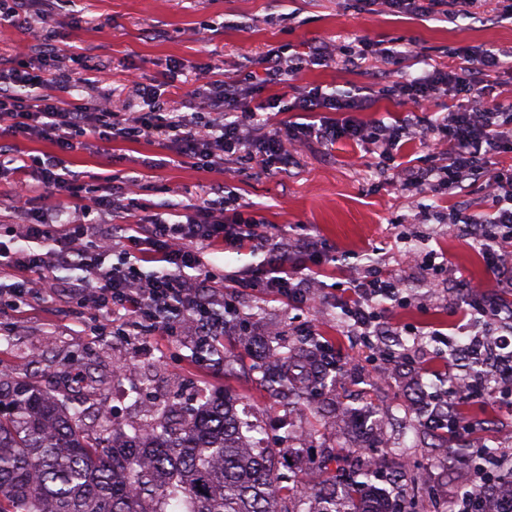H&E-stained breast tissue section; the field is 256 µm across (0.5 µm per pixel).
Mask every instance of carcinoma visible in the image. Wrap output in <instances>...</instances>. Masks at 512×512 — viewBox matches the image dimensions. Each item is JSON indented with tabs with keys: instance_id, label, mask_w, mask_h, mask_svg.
Segmentation results:
<instances>
[{
	"instance_id": "obj_1",
	"label": "carcinoma",
	"mask_w": 512,
	"mask_h": 512,
	"mask_svg": "<svg viewBox=\"0 0 512 512\" xmlns=\"http://www.w3.org/2000/svg\"><path fill=\"white\" fill-rule=\"evenodd\" d=\"M280 358L270 390L306 393L310 382L286 373L306 355ZM79 374L70 366L43 386L0 373V512H171L174 502L181 512H301L288 507L275 451L251 445L250 424L230 399L190 410L163 405L142 423L111 425L101 402L69 387ZM93 408L96 426L86 423ZM321 466L307 512H414L410 499L375 492L372 460L329 448Z\"/></svg>"
}]
</instances>
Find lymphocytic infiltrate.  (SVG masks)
I'll return each mask as SVG.
<instances>
[{
	"label": "lymphocytic infiltrate",
	"mask_w": 512,
	"mask_h": 512,
	"mask_svg": "<svg viewBox=\"0 0 512 512\" xmlns=\"http://www.w3.org/2000/svg\"><path fill=\"white\" fill-rule=\"evenodd\" d=\"M383 5L393 13L427 17H474L478 0H366ZM28 57L11 60L0 68V133L25 140L50 142L60 152L74 150V140L91 136L105 141L128 140L163 131L165 141L181 156L213 162L223 155L240 154L259 162L262 168L287 171V144L311 140L333 144L340 140L373 146L383 161L381 167L390 184L413 197L464 189L466 182H482L497 204L494 215L483 218L466 213L457 223L481 246L487 264L500 285L512 288V173L491 171L493 156L512 144V104L501 102L503 91L491 80L500 68L504 50L468 46L456 48L458 70L436 68L410 79L388 66L398 59L418 60L412 44L377 48L373 41L357 38L336 46L326 41L309 45L306 52L285 54L270 51L262 75L240 80L213 79L202 95L197 112H167L163 106L185 68L178 61L164 81L138 86L142 109L131 111L123 121L112 119L109 99L96 103L62 105L60 92L73 80L72 69L58 65L62 47L55 30L43 27L32 33ZM376 58L383 67L374 77L385 93L407 106L394 123L362 119L370 100L357 94L325 92L322 86L300 87L296 106L303 112L320 113L319 121L275 127L260 121L248 98L254 84L292 85L305 65L327 66L344 60L363 66ZM454 98L455 109L442 117L428 112L441 98ZM446 145V162L429 161L422 166L390 168L395 151L413 142ZM12 179L17 193H25L31 182L41 184L47 195L58 199H92L98 209L126 215L120 228L127 248L120 262H111L112 227L108 224L73 223L62 220L55 209L40 212L33 224L20 225L18 246L0 243V269L15 276L33 273L41 293L67 292L82 305L109 317L132 315L148 323L151 330L170 333L190 329L196 346L212 351L223 336L236 310L224 299L225 287L266 288L291 304H309L315 296L304 277L308 263L325 257L327 247L320 239L306 236L298 241L305 262L289 264V250L264 231L259 217H242L237 208L222 199H202L185 221L169 223L157 216L131 219L133 197L140 186L138 177H128L120 191L111 184L80 182L58 156L31 155L0 146V178ZM218 251L226 248L261 255L259 264L248 267L221 284L208 267L197 244ZM145 263L159 264L155 274H145ZM83 270L81 279L62 285L58 270ZM405 283L397 277L355 282L353 294L343 302L351 326L368 335L381 321L384 300H400Z\"/></svg>",
	"instance_id": "f902f5d3"
}]
</instances>
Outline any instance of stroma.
Wrapping results in <instances>:
<instances>
[{"instance_id":"stroma-1","label":"stroma","mask_w":512,"mask_h":512,"mask_svg":"<svg viewBox=\"0 0 512 512\" xmlns=\"http://www.w3.org/2000/svg\"><path fill=\"white\" fill-rule=\"evenodd\" d=\"M499 9L498 0H483L474 21L372 10L364 0H67L49 19L32 10L31 21L56 27L76 56L71 67L77 78L62 93L64 103L106 96L119 118L139 104L131 80L158 83L176 60L193 67L180 75L179 90L168 100L173 112L192 111L205 91L202 67L217 65L240 79L258 75L267 51L281 46L303 52L317 41L348 43L363 36L383 45L413 43L423 61L401 62L406 76L420 75L427 63L455 68L453 48L512 46V21H497ZM95 66L105 68L106 80L92 90L83 77ZM299 82L339 94L362 89L373 102L371 118L388 124L405 110L365 71L340 64L307 68ZM173 155L158 138H90L66 159L84 183L108 177L118 186L140 177L142 201L152 214L195 203L204 191L227 185L240 212L263 217L269 233L287 240L304 234L322 238L333 255L315 269L314 292L322 308L290 305L260 288L226 292L247 322L246 331L234 326L224 334V354L236 361L229 372L216 359L197 357L191 337L157 332L147 338L135 323L109 322L75 300L33 295L20 307L0 310V371L34 369L44 384L59 382L66 367L79 366L101 387L111 420L121 424L141 418L148 406L193 403L203 391L228 396L253 424L256 444L280 449L279 468L292 486L319 476L325 449L339 446L364 456L400 448L399 477H381L378 491L391 498L408 491L415 512H455L454 493L468 488L473 474L455 461L447 433L428 424L424 396L445 391L448 374L471 370L468 354L448 355L461 334L512 332V289L497 287L479 243L447 225L449 214L460 208L471 214L495 211L483 186L471 185L461 199L407 198L385 183L378 153L344 140L291 149L284 173L264 172L234 155L214 167L190 158L176 163ZM48 203L42 190L24 197L0 182V241L12 240L18 226ZM409 251L434 257L442 274L407 264ZM369 273L398 275L409 301L386 304L388 328L367 343L348 330L335 301ZM474 295L502 310V318L474 310L461 314ZM266 340L282 353L302 343L328 342L335 384L299 403L271 396L260 372L265 359L253 348ZM390 350L400 360L382 382L375 370ZM457 410L475 423L481 447L512 458V411L496 391Z\"/></svg>"}]
</instances>
